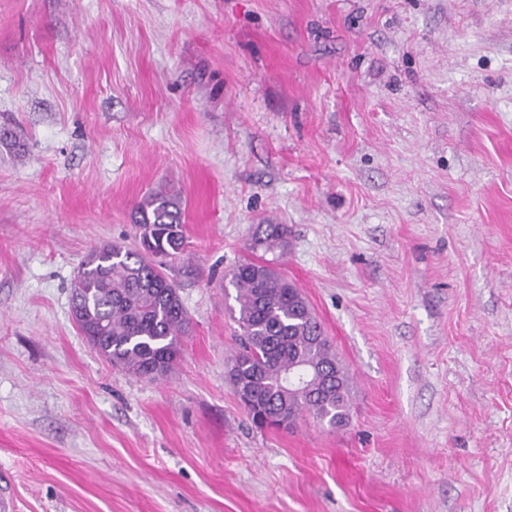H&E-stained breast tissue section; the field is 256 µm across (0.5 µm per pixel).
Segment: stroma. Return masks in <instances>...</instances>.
<instances>
[{
  "label": "stroma",
  "mask_w": 512,
  "mask_h": 512,
  "mask_svg": "<svg viewBox=\"0 0 512 512\" xmlns=\"http://www.w3.org/2000/svg\"><path fill=\"white\" fill-rule=\"evenodd\" d=\"M0 477L16 512H512V0H0ZM182 199L161 380L71 317ZM352 378L257 429L224 275L256 225ZM286 229L280 224H259L252 238L251 249L274 252L283 255L287 248Z\"/></svg>",
  "instance_id": "1"
}]
</instances>
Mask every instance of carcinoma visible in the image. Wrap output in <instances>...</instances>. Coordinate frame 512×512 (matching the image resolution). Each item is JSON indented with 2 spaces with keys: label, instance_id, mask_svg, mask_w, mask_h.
I'll return each mask as SVG.
<instances>
[{
  "label": "carcinoma",
  "instance_id": "cac0c4a2",
  "mask_svg": "<svg viewBox=\"0 0 512 512\" xmlns=\"http://www.w3.org/2000/svg\"><path fill=\"white\" fill-rule=\"evenodd\" d=\"M136 242L91 248L71 289L82 334L111 365L130 375L166 376L180 357L189 318L178 286L159 257L185 250L178 199L162 190L136 206ZM286 229L259 224L251 249L285 253ZM242 332L228 371L235 394L259 428L288 429L304 413L331 428L349 421L352 381L301 289L269 263L244 260L229 272ZM298 364L313 371L303 388L288 386Z\"/></svg>",
  "mask_w": 512,
  "mask_h": 512
}]
</instances>
